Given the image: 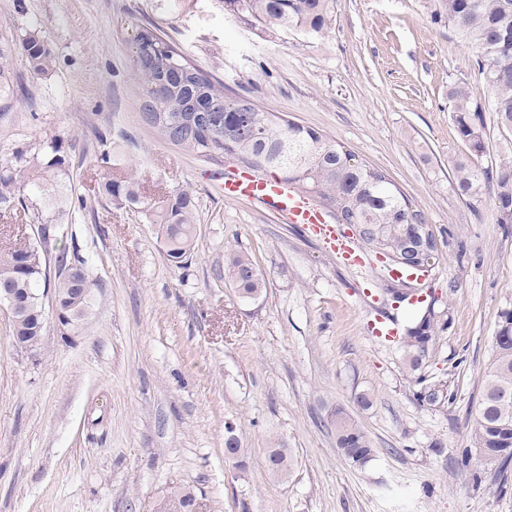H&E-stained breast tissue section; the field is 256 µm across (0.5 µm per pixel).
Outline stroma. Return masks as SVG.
<instances>
[{"mask_svg":"<svg viewBox=\"0 0 512 512\" xmlns=\"http://www.w3.org/2000/svg\"><path fill=\"white\" fill-rule=\"evenodd\" d=\"M320 36H272L224 0H0V30L33 31L53 56L0 121V159L49 135L71 144L73 193L94 199L110 169L105 141L127 138L124 165L151 200L190 188L197 235L186 268L170 264L140 205L95 201L47 249L79 250L94 282L79 333L48 326L37 350L17 348L0 309V512H159L190 488L200 512H512L496 462L466 458L494 354L512 308V224L489 202L472 209L453 188L466 147L448 86L491 92L474 51L431 21L423 0H334ZM167 32L229 89L254 98L387 172L426 214L440 261L406 286L435 295L448 318L422 373L452 401L420 403L400 345L375 319L407 321L379 254L340 225L365 260L348 265L301 225L225 200L207 162L139 117L130 40L144 21ZM250 256L266 287L242 300L224 277ZM371 399L358 405V395ZM344 408L374 450L365 465L337 450L328 425ZM242 449L224 455L228 434ZM294 465L272 473L268 449Z\"/></svg>","mask_w":512,"mask_h":512,"instance_id":"stroma-1","label":"stroma"}]
</instances>
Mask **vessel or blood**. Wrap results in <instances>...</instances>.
<instances>
[{"label":"vessel or blood","instance_id":"obj_1","mask_svg":"<svg viewBox=\"0 0 512 512\" xmlns=\"http://www.w3.org/2000/svg\"><path fill=\"white\" fill-rule=\"evenodd\" d=\"M225 200L257 203L283 216L289 223L301 224L322 240L327 249L349 262L357 256L343 236L336 232L330 216L310 198L300 195L281 179L246 169L225 172L221 178Z\"/></svg>","mask_w":512,"mask_h":512}]
</instances>
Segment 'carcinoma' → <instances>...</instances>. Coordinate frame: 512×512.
Here are the masks:
<instances>
[{
  "label": "carcinoma",
  "mask_w": 512,
  "mask_h": 512,
  "mask_svg": "<svg viewBox=\"0 0 512 512\" xmlns=\"http://www.w3.org/2000/svg\"><path fill=\"white\" fill-rule=\"evenodd\" d=\"M227 7L247 23L271 32L298 30L322 35L332 22L331 0H226ZM432 20L443 22L461 40L475 48L476 66L491 91V99L474 98L464 81L448 85L452 121L467 154L454 162L453 187L476 207L489 191L495 221L512 224V161L483 166L486 152V116L495 114L497 126L512 133V0H426ZM132 67L140 94L144 124L166 141L199 158L218 162L226 152L237 153L242 167L276 175L301 193L315 198L343 224H363L368 244L405 260L418 256L437 262L434 242L417 246L415 229L428 224L422 209L383 173L356 161L355 155L317 130L280 114L266 112L248 96H229L224 83L203 71L188 54L155 25H140L133 37ZM23 51L30 70L48 72L51 54L35 34L0 37V100L23 96L25 88L8 66L13 49ZM71 163L61 137L52 135L17 150L0 162V212L21 209L44 234L73 223L87 208L72 204ZM105 201L116 205L141 203L139 187L123 173L105 179L99 187ZM196 203L192 192L178 188L146 203L145 218L158 226L166 255L176 268L184 267L194 249ZM225 277L239 297L258 299L265 281L245 254L230 257ZM85 261L64 248L52 256L31 242L17 238L0 247V292L9 289L24 296L52 288L57 311L70 319L68 333L79 332L92 315L93 288ZM40 306L17 319V333L29 337L37 349L45 334ZM445 326L433 308L427 310L400 338L406 369L419 386L417 399L433 405L445 398L439 385L418 374L436 330ZM331 431L336 447L354 465L373 455L371 443L344 409L334 411ZM476 454L500 464L501 488L512 466V309L500 315L495 350L486 375L472 429ZM270 469L287 476L292 457L284 448L268 451ZM173 512H195L196 497L187 488L170 493Z\"/></svg>",
  "instance_id": "obj_1"
}]
</instances>
